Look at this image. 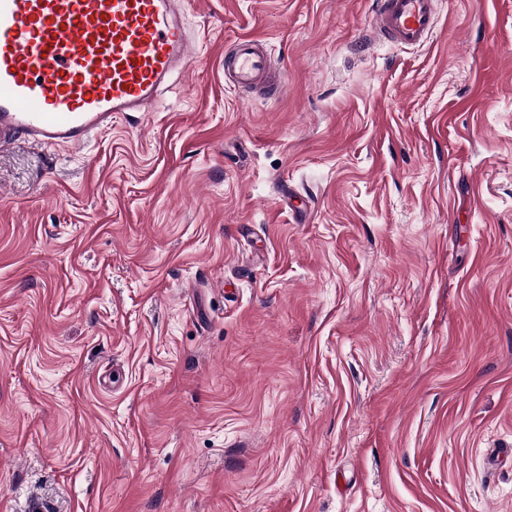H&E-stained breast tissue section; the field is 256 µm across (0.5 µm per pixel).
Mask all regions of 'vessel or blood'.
<instances>
[{"label": "vessel or blood", "instance_id": "obj_1", "mask_svg": "<svg viewBox=\"0 0 512 512\" xmlns=\"http://www.w3.org/2000/svg\"><path fill=\"white\" fill-rule=\"evenodd\" d=\"M185 0H0V149L85 147L118 117L144 119L169 77L191 65L179 15ZM376 35L419 46L436 0H375ZM271 70L256 38L224 58L229 84L263 85Z\"/></svg>", "mask_w": 512, "mask_h": 512}]
</instances>
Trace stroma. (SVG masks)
I'll return each instance as SVG.
<instances>
[{
    "instance_id": "35a3bbf8",
    "label": "stroma",
    "mask_w": 512,
    "mask_h": 512,
    "mask_svg": "<svg viewBox=\"0 0 512 512\" xmlns=\"http://www.w3.org/2000/svg\"><path fill=\"white\" fill-rule=\"evenodd\" d=\"M372 3L194 0L144 123L0 150V512H512V0ZM436 0H376L373 32L403 46H419L436 28ZM271 70L265 48L254 37L238 39L224 57V78L233 86H261Z\"/></svg>"
}]
</instances>
